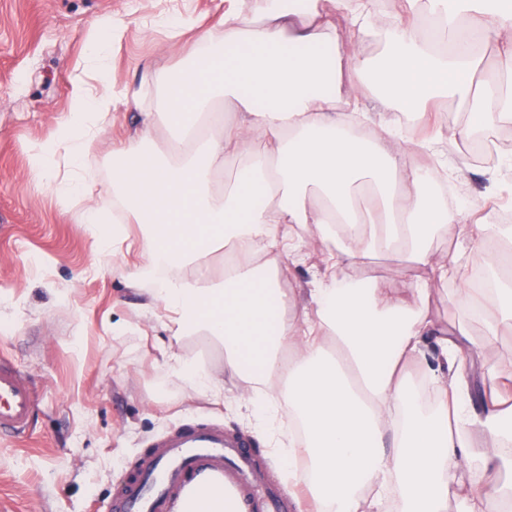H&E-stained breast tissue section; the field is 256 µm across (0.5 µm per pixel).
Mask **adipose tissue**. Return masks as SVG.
<instances>
[{"mask_svg":"<svg viewBox=\"0 0 512 512\" xmlns=\"http://www.w3.org/2000/svg\"><path fill=\"white\" fill-rule=\"evenodd\" d=\"M344 30L350 42L341 41ZM108 34L74 77L68 114L31 157L40 174L66 168L56 188L69 196L86 191L85 146L112 121L105 62L118 31ZM359 36L382 38V55H363ZM199 44L168 74L156 112L144 113L139 145L112 162L116 229L105 230L94 205L79 217L102 257L122 250L124 225H145L141 279L150 299L169 312L175 336L223 345V374L177 349L166 358L172 375L214 399L220 376L244 382L236 402L287 461L307 512H381L390 493L402 512H448L452 500L457 512H487L492 500L512 512V375L491 386L482 414H470L464 393L483 351L460 343L461 320L438 322L426 305L448 279V258L430 251V239L440 227L472 223L475 213L435 190L454 181L455 168L410 162L412 147L394 118L452 100L474 122L451 130V139L468 140L477 123L511 127L512 0H402L389 25L365 0H334L329 11L318 0H256L250 15L226 0L223 32L203 33ZM492 45L499 72L477 81ZM369 92L389 107L364 114L376 134L362 138L351 133L349 115ZM227 103L235 110L226 117ZM160 120L187 135L213 123L219 129L190 150L162 155L153 138ZM228 163L236 173L225 185L218 176ZM400 180L413 192L398 190ZM296 224L338 243L301 305L276 274L281 259L307 255L310 236L293 232ZM218 244L236 257L219 280L207 259ZM394 249L424 270L407 295L347 276L361 258ZM478 259L495 281L462 294L486 322L490 345L499 324L512 321V281L498 277L512 264V226H485ZM429 344L436 391L425 414L407 380ZM285 416L304 427L305 441L286 431ZM176 512L244 505L213 485L182 496Z\"/></svg>","mask_w":512,"mask_h":512,"instance_id":"ef3b65f1","label":"adipose tissue"}]
</instances>
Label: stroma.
<instances>
[{
	"mask_svg": "<svg viewBox=\"0 0 512 512\" xmlns=\"http://www.w3.org/2000/svg\"><path fill=\"white\" fill-rule=\"evenodd\" d=\"M187 13L198 29L172 32ZM223 15L224 0H0V356L19 365L37 395L27 438L0 440V512H109L152 441L181 418H207L242 435L266 476L281 480L252 421L229 406L241 383L225 382L218 403L167 369L164 352L174 346L222 370L223 347L174 337L135 275L137 249L91 272L93 241L77 222L84 199H61L29 167L34 147L68 111L70 80L92 51L98 22H121L109 53L116 110L82 158L94 198L111 209L112 157L135 145L142 109L158 105L162 69L183 62L199 30L220 33ZM497 156L475 163L465 144L448 142L414 162L455 166L452 195L493 224L512 207V169L501 163L512 144ZM481 226L441 230L431 248L475 262ZM420 273L401 251L368 255L346 271L388 292ZM458 286L449 278L427 305L442 322L461 316L470 342L482 344L485 322L461 308Z\"/></svg>",
	"mask_w": 512,
	"mask_h": 512,
	"instance_id": "obj_1",
	"label": "stroma"
}]
</instances>
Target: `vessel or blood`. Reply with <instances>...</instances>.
I'll return each mask as SVG.
<instances>
[{
	"instance_id": "vessel-or-blood-1",
	"label": "vessel or blood",
	"mask_w": 512,
	"mask_h": 512,
	"mask_svg": "<svg viewBox=\"0 0 512 512\" xmlns=\"http://www.w3.org/2000/svg\"><path fill=\"white\" fill-rule=\"evenodd\" d=\"M33 398L18 366L0 359V438L27 434ZM207 482L260 499L264 512H295L294 495L261 482L245 443L206 421L179 424L157 438L135 476L113 496L110 512H168L174 497Z\"/></svg>"
}]
</instances>
